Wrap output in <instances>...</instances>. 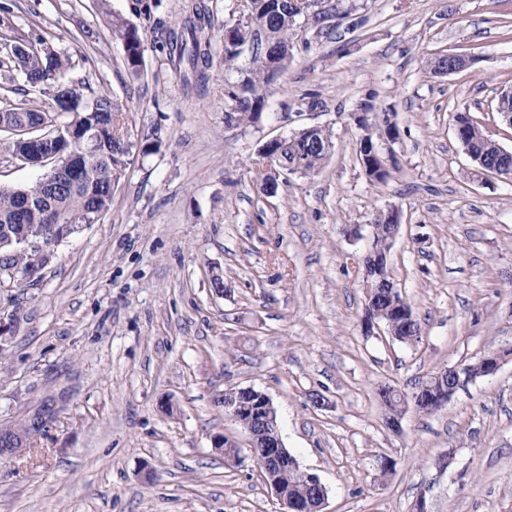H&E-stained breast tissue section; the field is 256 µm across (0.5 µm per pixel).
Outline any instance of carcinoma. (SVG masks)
I'll use <instances>...</instances> for the list:
<instances>
[{
    "mask_svg": "<svg viewBox=\"0 0 512 512\" xmlns=\"http://www.w3.org/2000/svg\"><path fill=\"white\" fill-rule=\"evenodd\" d=\"M357 9L352 0H251L249 15L240 17L232 24L238 44L224 46V66L229 77L224 81L225 112L237 125L255 121L262 111L271 83L286 71L290 62V50L294 42L302 39L298 23L304 18L315 19L320 25L318 37L336 38V29L325 24L336 14L349 16ZM212 30L211 16L206 7L193 4L184 11L180 24L161 32L159 50L165 54L170 65L182 78L183 85L205 80V70L210 66L206 49ZM112 32L129 44L126 58L128 73L140 77L143 60L138 47L144 38L137 26L119 15L112 16ZM14 70L23 82L50 100L44 107L36 101H25L10 110L0 112V133L9 134L0 141V150L11 157L32 165L40 164L30 151L28 141L41 138L49 151L61 155L79 154L84 157L90 177L65 179L53 194L48 193L46 178L18 188L0 187V285L25 290L30 280L22 273L34 275V251L31 245L38 244L53 249L60 241L78 233L85 224L99 221L110 208L112 191L125 175L127 161L135 151L149 153L156 147L154 142L133 141L128 136L130 109L123 101L110 95L98 94L86 98L80 88L67 77L71 68L68 56L56 52L43 37L26 35L9 39ZM250 45L252 53L246 55L237 50V45ZM363 111L370 114L371 125L364 130L360 140L359 154H364L363 143L374 144V137L397 138L398 129L383 112L373 111L366 103ZM464 124L459 143L470 145L485 163L501 173L512 175V157L497 155L489 146L473 141L474 122L464 113L457 115ZM77 123L96 132V147L87 153L79 142L61 136L59 128ZM332 145L329 129L319 128L314 133H295L284 138L276 146L279 162L296 166L295 173L309 176L321 167L329 155L326 146ZM50 198L62 213L64 223L45 224L41 219L39 203ZM374 298L365 302L364 320H376L404 334L413 312L410 304L391 307L389 289H374ZM279 482L288 496L303 491L300 471L288 468L279 472Z\"/></svg>",
    "mask_w": 512,
    "mask_h": 512,
    "instance_id": "cac0c4a2",
    "label": "carcinoma"
}]
</instances>
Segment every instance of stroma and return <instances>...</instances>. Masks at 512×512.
Masks as SVG:
<instances>
[{"label": "stroma", "mask_w": 512, "mask_h": 512, "mask_svg": "<svg viewBox=\"0 0 512 512\" xmlns=\"http://www.w3.org/2000/svg\"><path fill=\"white\" fill-rule=\"evenodd\" d=\"M0 23V74L10 34L39 29L73 60L85 96L126 103L130 156L102 219L56 246L26 288L0 287V423L44 402L57 413L21 456L0 461V512H280L224 411L226 391H264L282 439L328 490L324 512H512V360L430 413L389 430L376 391H410L433 371L512 348V181L480 173L455 136L469 113L512 151L495 111L512 87V0H357L335 18L341 41L296 44L253 123H224V25L212 10V66L185 90L150 43L186 0H11ZM136 25L146 74H128L109 20ZM474 65L450 75L428 58ZM372 101L393 113L390 175L371 180L351 118ZM331 128L312 176L261 193V147L302 125ZM399 208L390 276L421 339L366 335L363 274L376 211ZM226 291L216 294L215 276ZM328 408L315 409L311 392ZM234 437L240 464L211 439ZM452 453L445 472L436 459ZM395 464L381 476L380 456Z\"/></svg>", "instance_id": "35a3bbf8"}]
</instances>
